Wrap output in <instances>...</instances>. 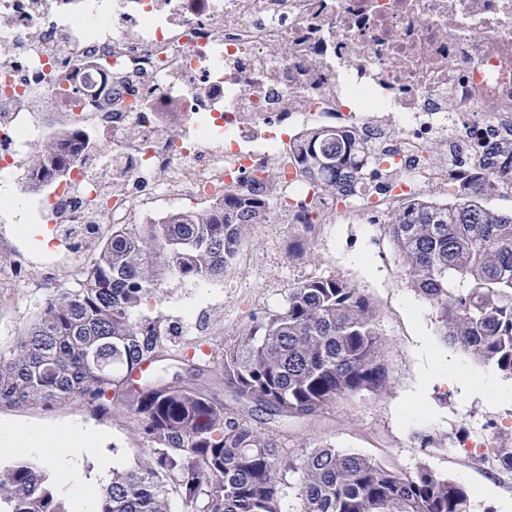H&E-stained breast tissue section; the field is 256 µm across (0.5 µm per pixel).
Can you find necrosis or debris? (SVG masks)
Returning <instances> with one entry per match:
<instances>
[{"label": "necrosis or debris", "instance_id": "necrosis-or-debris-1", "mask_svg": "<svg viewBox=\"0 0 512 512\" xmlns=\"http://www.w3.org/2000/svg\"><path fill=\"white\" fill-rule=\"evenodd\" d=\"M512 121V0H0V185L29 223L153 224L163 206L285 166L301 130L384 131L386 195L346 201L284 176L268 218L315 202L318 228L387 212L467 173ZM67 173L33 163L46 144Z\"/></svg>", "mask_w": 512, "mask_h": 512}]
</instances>
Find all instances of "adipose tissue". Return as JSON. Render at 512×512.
I'll return each instance as SVG.
<instances>
[{
  "mask_svg": "<svg viewBox=\"0 0 512 512\" xmlns=\"http://www.w3.org/2000/svg\"><path fill=\"white\" fill-rule=\"evenodd\" d=\"M432 375L450 379L454 384L486 395L505 398L511 395L490 377L473 376L455 357H435L430 364ZM103 441L99 432L74 425L65 430H37L0 424V455L27 452L46 456L49 467L64 477L61 489L73 512H97L98 501L84 475L83 461Z\"/></svg>",
  "mask_w": 512,
  "mask_h": 512,
  "instance_id": "ef3b65f1",
  "label": "adipose tissue"
}]
</instances>
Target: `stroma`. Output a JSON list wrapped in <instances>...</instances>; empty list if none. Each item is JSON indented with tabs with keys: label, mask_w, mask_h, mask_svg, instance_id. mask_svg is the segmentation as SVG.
Masks as SVG:
<instances>
[{
	"label": "stroma",
	"mask_w": 512,
	"mask_h": 512,
	"mask_svg": "<svg viewBox=\"0 0 512 512\" xmlns=\"http://www.w3.org/2000/svg\"><path fill=\"white\" fill-rule=\"evenodd\" d=\"M304 237L299 224H271L262 231L249 226L243 244L249 273L231 268L220 285L167 283L168 298L151 302L143 312L171 327L172 351L207 356L212 394L272 438L284 456L296 458L312 448L333 446L360 452L405 474L426 464L478 491L494 512H504L505 503L512 502V482L490 476L465 449L477 435L512 433V399L464 397L453 383L425 378L430 358L449 354L450 349L435 336L429 305L407 286L382 225L341 223L309 238L307 253L291 254V243ZM0 239L17 247L31 271L26 278L0 280V356L5 357L53 291L41 280L43 260L36 243L21 239L12 224L0 223ZM329 275L359 288L374 306L388 385L375 396L341 400L311 416L268 422L265 414L225 391L224 347L235 342L252 319L280 310L289 288ZM186 305L193 308L189 320L182 314ZM1 421L49 429L82 423L105 433L102 449L122 470L146 456L137 425L123 405L106 411L79 403L50 410L2 406ZM421 431L450 435L449 448H421L416 438Z\"/></svg>",
	"instance_id": "1"
}]
</instances>
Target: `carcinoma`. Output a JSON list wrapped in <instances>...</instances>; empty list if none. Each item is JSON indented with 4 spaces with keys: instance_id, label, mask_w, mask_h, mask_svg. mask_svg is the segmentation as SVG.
Returning a JSON list of instances; mask_svg holds the SVG:
<instances>
[{
    "instance_id": "1",
    "label": "carcinoma",
    "mask_w": 512,
    "mask_h": 512,
    "mask_svg": "<svg viewBox=\"0 0 512 512\" xmlns=\"http://www.w3.org/2000/svg\"><path fill=\"white\" fill-rule=\"evenodd\" d=\"M383 141L379 130L314 127L288 147L297 175L343 198ZM43 165L65 163L52 148ZM512 188V127L472 159L469 179L448 195L418 196L388 212L384 229L409 287L432 309L437 335L512 380V213L487 204L494 183ZM272 195L228 193L206 212L175 211L158 224H120L92 247L68 286L42 307L0 358V406L45 409L79 402L100 410L121 403L134 416L145 459L112 472L98 512H493L462 483L420 466L395 472L372 458L322 446L282 460L270 438L226 411L209 391L200 355L175 356L189 378L143 375L168 354L163 320L139 309L165 280L221 282L249 224H260ZM224 389L269 418L305 417L387 384L369 299L337 277L306 280L288 304L253 322L224 348ZM500 467L512 471V436H496ZM289 473L299 474L296 483ZM0 512H72L51 474L27 460L0 464Z\"/></svg>"
}]
</instances>
